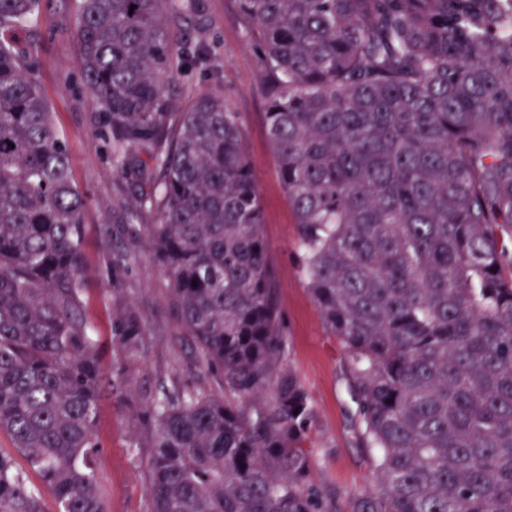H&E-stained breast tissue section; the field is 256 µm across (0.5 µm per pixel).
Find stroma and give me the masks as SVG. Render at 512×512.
<instances>
[{
	"label": "stroma",
	"mask_w": 512,
	"mask_h": 512,
	"mask_svg": "<svg viewBox=\"0 0 512 512\" xmlns=\"http://www.w3.org/2000/svg\"><path fill=\"white\" fill-rule=\"evenodd\" d=\"M78 8L79 0H40L38 78L69 148L74 180L87 199L84 312L98 330L107 378L116 376L111 344L116 314L134 313L149 338L146 357L131 364L126 374L133 400L122 401L108 393L99 403L96 437L101 451L94 466L107 512H148L149 455L134 449L145 442L146 432L133 411L138 400L158 387L173 391L197 383L198 371L193 344L180 331L167 278L143 230L154 216L134 210L144 186L134 171H113L101 115L77 66ZM181 26L190 36H203L212 51L189 81L170 84L171 107L180 112L196 95L220 93L238 114L263 208L289 359L313 405L308 486L322 498L327 512H351L355 499L377 493L379 483L363 443L359 403L348 386L346 354L313 301L302 272L298 226L267 137L264 81L255 40L245 30L236 0H202L200 14L188 16ZM115 253L127 256V264L112 267ZM116 281L123 288L119 296L112 291Z\"/></svg>",
	"instance_id": "stroma-1"
}]
</instances>
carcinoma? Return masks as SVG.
Returning <instances> with one entry per match:
<instances>
[{
    "label": "carcinoma",
    "instance_id": "cac0c4a2",
    "mask_svg": "<svg viewBox=\"0 0 512 512\" xmlns=\"http://www.w3.org/2000/svg\"><path fill=\"white\" fill-rule=\"evenodd\" d=\"M301 266L347 353L378 478L353 512H512V0H237ZM40 0H0V512H106L93 461L108 383L83 313L82 212L38 80ZM135 9H130V6ZM199 0H80L78 65L203 385L141 400L149 512H318L310 397L263 211L224 96L171 111L207 55ZM197 286H192V282ZM117 364L143 358L131 312ZM0 454L11 456L13 458V462L15 468L24 473L26 480L30 486L33 487H41V482L38 474L33 471L24 457L17 452V450L13 447L11 439L6 434L0 433Z\"/></svg>",
    "mask_w": 512,
    "mask_h": 512
}]
</instances>
